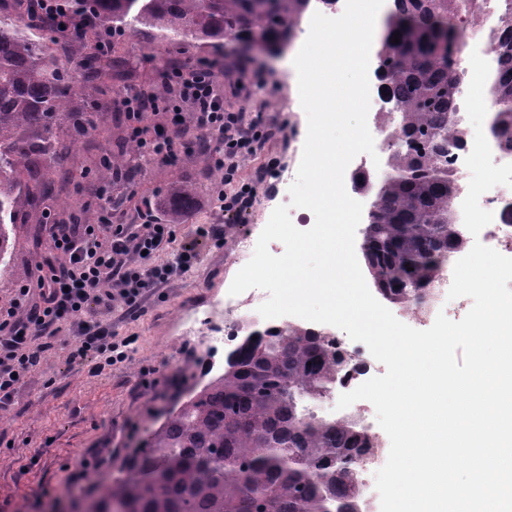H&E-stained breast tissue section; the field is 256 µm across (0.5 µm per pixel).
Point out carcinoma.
I'll return each mask as SVG.
<instances>
[{
	"label": "carcinoma",
	"instance_id": "1",
	"mask_svg": "<svg viewBox=\"0 0 512 512\" xmlns=\"http://www.w3.org/2000/svg\"><path fill=\"white\" fill-rule=\"evenodd\" d=\"M76 13L140 36L147 46L179 40L218 53L224 42L260 36L269 51L291 42L315 0H71ZM375 56L387 84L403 146L388 156V177L375 191L362 259L376 291L402 308L428 311L450 254L468 246L449 207L456 188L448 168V121L463 69L455 32L475 18L476 0H393ZM399 34L400 43L391 42ZM94 41L42 14L38 0H0V275L6 273L8 227L40 219L52 197L48 179L69 169L75 137L98 130L107 104L81 113L85 90L111 77L112 56L88 65ZM493 50L501 61L490 95L497 129L512 131V36ZM143 168L136 142L117 146L96 170L109 184ZM174 211L190 212L195 187L169 189ZM353 362L322 331L288 324L254 330L225 360L224 372L173 411L142 444L124 478L103 483L94 512H369L361 463L381 447L355 413L336 418L311 411L336 389Z\"/></svg>",
	"mask_w": 512,
	"mask_h": 512
}]
</instances>
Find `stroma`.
Instances as JSON below:
<instances>
[{"mask_svg":"<svg viewBox=\"0 0 512 512\" xmlns=\"http://www.w3.org/2000/svg\"><path fill=\"white\" fill-rule=\"evenodd\" d=\"M116 64L107 83L89 88L82 107L93 108L106 101L111 109L102 113L97 134L78 138L73 148L71 172L54 178V194L69 204L57 213V221L69 212L96 213L105 200L100 184L87 172L128 134L122 98L134 89L166 84L165 66L149 56L140 38L125 34L112 42ZM297 54L289 48L277 58L254 61L224 53V68L214 80L231 110L260 114L265 124L276 128L274 139L255 155L240 161L243 176H250L268 158H277V171L298 169L307 135V116L298 92L297 73L290 66ZM259 71L266 85L244 84ZM177 160L171 164L145 163L126 182L113 186L112 197L121 199L112 219L135 223L141 209L153 207L155 215L174 224L178 238L190 235L201 224L223 227L221 242L206 241L199 247V260L191 271L172 276L144 300L139 312L113 308L102 318L118 337H135L129 360L95 373L90 363L70 359L75 341L72 331H63L46 352L42 366L33 371L18 392L13 405L0 414V512H68L71 504L97 495L98 483H76L72 477L81 461L104 457L103 479H119L131 466L128 453L165 419L176 403L200 390L224 365L209 347L208 333L200 320L223 303L238 267L234 263L239 238L249 235L260 218L270 217L289 194L288 186L274 190L258 187L248 209L240 214L221 212L212 195L221 179L214 173L208 154L199 152L191 139L179 142ZM179 181L196 188L190 213H169L166 194ZM48 248V228L35 222L14 225L10 232L12 271L0 276V306L14 296L17 277L36 280L38 262ZM156 369L164 381L158 397L141 392V372Z\"/></svg>","mask_w":512,"mask_h":512,"instance_id":"stroma-1","label":"stroma"}]
</instances>
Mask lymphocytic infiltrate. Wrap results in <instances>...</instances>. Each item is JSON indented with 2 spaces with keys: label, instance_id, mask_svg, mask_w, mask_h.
<instances>
[{
  "label": "lymphocytic infiltrate",
  "instance_id": "f902f5d3",
  "mask_svg": "<svg viewBox=\"0 0 512 512\" xmlns=\"http://www.w3.org/2000/svg\"><path fill=\"white\" fill-rule=\"evenodd\" d=\"M168 85L172 93L168 99H159L145 88L124 97L129 119L138 125L145 113L162 111L177 126L180 115L170 104L175 100L188 104L204 140L214 144L210 151L214 164L224 171L214 196L224 211H242L252 202L258 181L242 178L239 161L274 138V130L258 114L225 108L208 66H174ZM175 237L173 225L151 214L139 224H115L107 218L100 224L51 225L48 252L38 264L36 282L20 285L9 305L0 306V410L13 403L27 375L41 366L64 327L76 333L72 360L92 362L98 372L127 361L131 338H117L111 326L93 314L118 305L137 311L147 294L192 268L202 241L222 239L223 233L215 225L199 227L188 246L178 248L167 263L134 264L135 256L155 254Z\"/></svg>",
  "mask_w": 512,
  "mask_h": 512
}]
</instances>
